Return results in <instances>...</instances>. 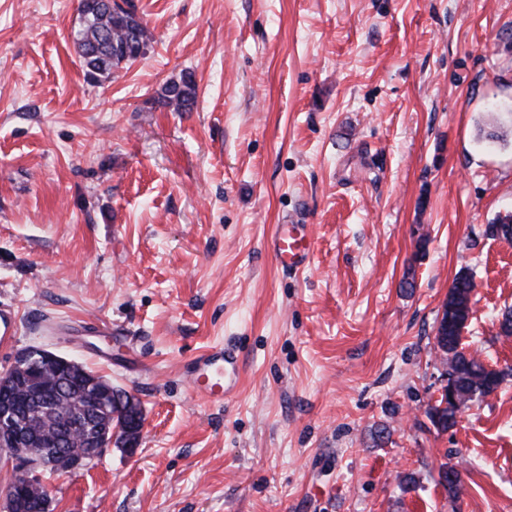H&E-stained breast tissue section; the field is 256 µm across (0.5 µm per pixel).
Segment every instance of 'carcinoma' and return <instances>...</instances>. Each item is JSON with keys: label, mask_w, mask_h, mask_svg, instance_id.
<instances>
[{"label": "carcinoma", "mask_w": 512, "mask_h": 512, "mask_svg": "<svg viewBox=\"0 0 512 512\" xmlns=\"http://www.w3.org/2000/svg\"><path fill=\"white\" fill-rule=\"evenodd\" d=\"M79 24L73 32V42L86 77L94 82L109 79L122 66L146 55L151 43L147 27L135 12L119 0H79ZM158 101L176 112H189L196 102V84L192 76L185 75L178 81L167 83L161 90ZM494 237L512 239V214L498 217L488 227ZM473 291L472 277L466 270L454 278L443 304L441 323L448 324V338L438 345L443 362L447 366L448 380L454 382L459 402L441 397L429 407L427 416L431 424L440 431H448L457 425L462 405L479 400L497 390L512 373L505 369H493L461 347L458 321L469 316L470 296ZM119 406L110 407L96 423L101 431L118 425L132 426L135 418H143L138 400L121 391H115ZM93 391L81 386V380L72 377L66 391L58 399V409L72 416L82 412L94 401ZM32 447L68 448L71 453L88 451L86 443L74 448L66 442L55 440L58 416L42 411L29 415ZM440 483L451 496L459 492L461 477L454 468L446 467L440 473Z\"/></svg>", "instance_id": "obj_1"}]
</instances>
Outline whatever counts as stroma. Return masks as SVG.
I'll list each match as a JSON object with an SVG mask.
<instances>
[{
	"label": "stroma",
	"instance_id": "stroma-1",
	"mask_svg": "<svg viewBox=\"0 0 512 512\" xmlns=\"http://www.w3.org/2000/svg\"><path fill=\"white\" fill-rule=\"evenodd\" d=\"M78 3L0 0V370L76 357L144 427L40 471L51 512H512V377L427 416L460 270L465 352L512 367V0H130L151 47L101 82ZM187 72L193 110L160 105ZM217 345L241 372L212 402L187 371ZM272 251L283 268L297 269L311 258V243L298 224L275 233L271 240ZM20 316L11 305L0 306V346L8 348L16 342L20 329Z\"/></svg>",
	"mask_w": 512,
	"mask_h": 512
}]
</instances>
